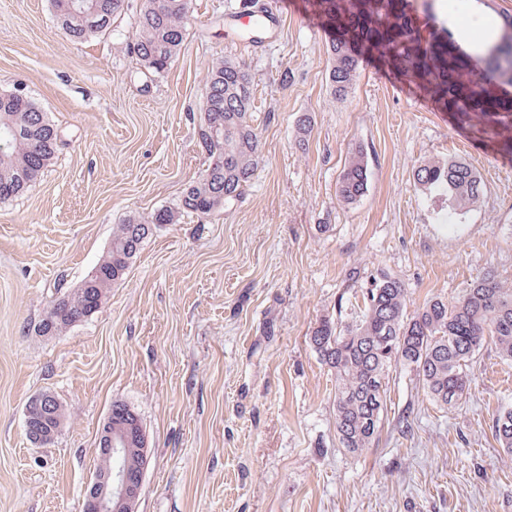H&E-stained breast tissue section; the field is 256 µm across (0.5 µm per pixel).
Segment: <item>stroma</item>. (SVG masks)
Here are the masks:
<instances>
[{
  "instance_id": "stroma-1",
  "label": "stroma",
  "mask_w": 512,
  "mask_h": 512,
  "mask_svg": "<svg viewBox=\"0 0 512 512\" xmlns=\"http://www.w3.org/2000/svg\"><path fill=\"white\" fill-rule=\"evenodd\" d=\"M141 2L128 0L110 34L73 42L51 0H0V92L35 102L60 135L44 175L0 202V512H84L116 401L146 434L135 512H512V456L492 431L512 407V359L483 349L465 403L443 411L392 370L391 408L408 410L414 432L388 429L354 457L336 444V378L310 342L323 317L356 316L379 269L404 283L411 312L460 297L488 268L512 283V122L458 126L386 47L361 42L348 97L331 100L337 33L320 0H298L257 50L224 23L237 0H193L181 49L155 73L126 48ZM407 12L415 45L480 53L439 0H408ZM221 57L245 59L264 90L251 185L205 220L154 228L97 312L39 333L115 225L177 208L204 169L202 79ZM303 112L315 121L304 152L293 139ZM359 145L369 189L343 206L336 183ZM430 158L474 167L482 202L450 215L447 197L414 182ZM39 393L66 410L44 446L25 432Z\"/></svg>"
}]
</instances>
